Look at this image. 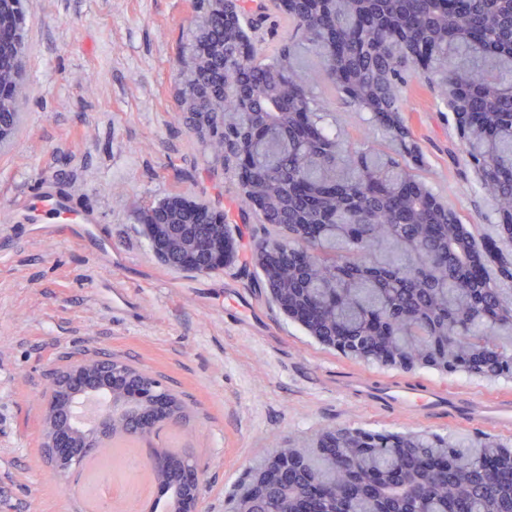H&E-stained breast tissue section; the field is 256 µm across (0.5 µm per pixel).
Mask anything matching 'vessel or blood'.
Wrapping results in <instances>:
<instances>
[{
	"instance_id": "b4317fda",
	"label": "vessel or blood",
	"mask_w": 512,
	"mask_h": 512,
	"mask_svg": "<svg viewBox=\"0 0 512 512\" xmlns=\"http://www.w3.org/2000/svg\"><path fill=\"white\" fill-rule=\"evenodd\" d=\"M36 196L37 211L18 208L11 212L10 223L27 225L32 236L65 234L91 248L100 257L111 258L112 241L103 235L93 214L74 211L70 200L58 194L51 182L31 186ZM346 392L372 405L390 406L411 415H447L449 420L470 416L481 420L491 428L500 431L512 430V401L476 403L462 400L444 389L428 384L412 388L399 380H392L382 386L352 376L344 384Z\"/></svg>"
}]
</instances>
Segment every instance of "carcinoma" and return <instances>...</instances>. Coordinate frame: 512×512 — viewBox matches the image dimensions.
<instances>
[{
    "mask_svg": "<svg viewBox=\"0 0 512 512\" xmlns=\"http://www.w3.org/2000/svg\"><path fill=\"white\" fill-rule=\"evenodd\" d=\"M303 32L324 79L391 144L344 146L326 123L322 101L296 64L288 25ZM0 28L3 65L22 73ZM428 61L437 94L463 89L483 135L464 147L488 160L480 187L512 211V0H295L291 10L265 3L224 13L214 0L199 13L178 56L181 111L224 145V169L246 173L265 199L254 213L276 229L271 245L307 231L311 263L287 272L280 292L321 342L336 337L376 362L408 358L416 366L479 378H512V301L472 273L474 249L463 225L417 173L419 147L400 112L398 86ZM14 134L20 98L1 89ZM206 209L163 213L158 222L194 249L198 271L219 269ZM124 397L139 419L154 394L132 379ZM323 447L284 448L288 480L264 478L258 512H291L303 494L314 512H512V448L488 438L463 448L447 436L333 428ZM162 489L183 481L182 462L165 449Z\"/></svg>",
    "mask_w": 512,
    "mask_h": 512,
    "instance_id": "carcinoma-1",
    "label": "carcinoma"
}]
</instances>
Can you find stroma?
<instances>
[{
	"label": "stroma",
	"instance_id": "stroma-1",
	"mask_svg": "<svg viewBox=\"0 0 512 512\" xmlns=\"http://www.w3.org/2000/svg\"><path fill=\"white\" fill-rule=\"evenodd\" d=\"M23 11L24 121L0 154V512H84L74 475L59 476L42 458L41 419L50 372L96 355L147 370L189 406V421L172 435L203 470L199 512H226L269 452L329 428L490 436L463 420L369 411L341 394L342 379L357 372L478 398H512V379L351 359L273 301L252 259L264 227L243 220L239 185L179 106L176 59L191 0H23ZM313 92L336 113L343 141L359 145L361 113L327 84ZM401 97V117L426 158L422 177L498 276L512 239L478 190L451 113L419 78ZM45 175L75 208L98 216L111 261L4 223ZM176 194L223 213L233 244L223 268L201 274L159 261L138 213ZM117 287L127 300L121 308L112 305Z\"/></svg>",
	"mask_w": 512,
	"mask_h": 512
}]
</instances>
